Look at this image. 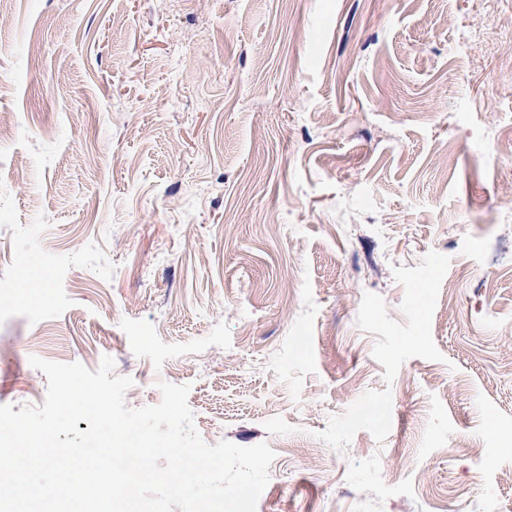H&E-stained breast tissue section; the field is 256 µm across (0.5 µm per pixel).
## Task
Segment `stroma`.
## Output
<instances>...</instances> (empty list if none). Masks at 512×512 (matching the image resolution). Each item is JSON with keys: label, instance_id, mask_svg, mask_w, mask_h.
Listing matches in <instances>:
<instances>
[{"label": "stroma", "instance_id": "1", "mask_svg": "<svg viewBox=\"0 0 512 512\" xmlns=\"http://www.w3.org/2000/svg\"><path fill=\"white\" fill-rule=\"evenodd\" d=\"M0 120V404L108 355L257 512H512V0H0Z\"/></svg>", "mask_w": 512, "mask_h": 512}]
</instances>
